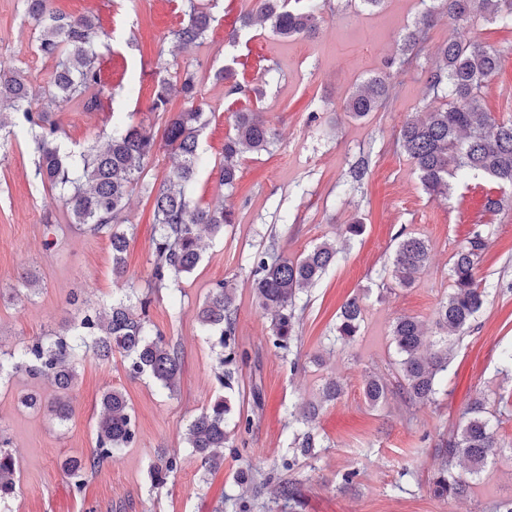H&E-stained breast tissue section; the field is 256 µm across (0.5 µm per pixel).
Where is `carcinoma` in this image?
<instances>
[{
  "label": "carcinoma",
  "instance_id": "obj_1",
  "mask_svg": "<svg viewBox=\"0 0 512 512\" xmlns=\"http://www.w3.org/2000/svg\"><path fill=\"white\" fill-rule=\"evenodd\" d=\"M27 16L39 28L36 53L52 62L53 70L41 103L32 100L25 73L0 67V150L13 146L18 132L32 134L33 153L43 183L59 190L66 218L93 234L108 236L112 250V276L126 277V233L119 225L126 222L124 209L144 165L154 154L156 142L140 124H120L102 149L71 150L62 147L61 123L49 113L77 101L87 112L105 111V82L98 49L108 32L93 14L67 17L53 11L49 0H24ZM441 10L430 8L414 29L403 39V54L419 50L435 15L441 13L457 26L456 35L439 49V64L428 78V89L444 94L447 101L424 116L408 119L400 128L398 141L413 160L423 189L433 195L448 197L450 180H460L472 173H482L501 185L512 187V120L498 122L480 104L485 83L500 69L497 50L474 42L461 24L473 17L512 25V0H439ZM185 19L173 32L182 47L202 42L214 17L199 0H183ZM315 0H258L256 18L269 22L278 35L289 38L312 35L317 29ZM158 81L152 102L154 112L166 111L170 96H181L186 107L169 119L166 142L176 162L154 195L155 260L148 287L168 288L196 269L201 261V232L219 235L224 225L234 223V212L222 205H194L188 189L196 179L201 164L199 136L207 125L200 102L196 73L167 72ZM387 78L373 75L351 92L346 112L354 119H364L376 111L390 94ZM277 132L260 112L234 113L232 133L224 140L221 180L234 185L239 159L249 152L260 154L269 149ZM486 248L484 236L476 232L451 257V292L439 303L435 326L440 331L437 343L427 354H420L423 326L413 317H400L392 326L393 341L400 355L398 392L411 405L436 402L439 377L448 372V345L475 327L486 304L487 289L477 277V260ZM427 242L416 236L400 235L394 258V271L400 285L411 286L424 271L429 259ZM336 245L324 241L295 259L275 246L250 258V277L260 306L271 316V340L275 348L288 351L296 339L297 300L336 263ZM150 294L138 295L130 289L125 297L100 310H86L65 333H51L35 338L15 352L0 353V381L17 375L47 379L55 387L48 398L33 390L21 398L32 409L45 408L60 425L75 415L72 394L79 372L77 357L90 352L100 361H108L120 352L129 362L130 374H147L162 388L173 393L181 374V349L178 343L154 330L148 318ZM237 310L235 287L227 281L216 283L198 311L205 332L217 337L221 348L214 376L221 388H234L233 366L244 361L247 353L239 351L236 339ZM363 321L357 298L341 307L333 343H345L357 336ZM389 387L384 378L370 374L364 380L367 400L378 405L387 398ZM230 400L216 397L189 424L185 433L192 449L208 474L224 464V450L236 454L230 442L236 432H249L252 418L241 407L230 418ZM319 406L302 404L289 412L291 420L311 425ZM138 439L135 418L125 394L112 388L100 398L96 422L95 448L85 457H70L63 463L71 492L83 494L87 478ZM503 449L497 429L486 417L484 401L474 398L448 439L433 448L434 469L429 479V493L436 499L466 497L471 482L457 468L468 465L469 474L479 475L489 458ZM317 455V439L312 430L295 435L288 446L282 467L292 471L299 463ZM181 468L180 457L164 452L149 466L152 487L158 489ZM234 481L246 493L227 498L228 512H251L263 498L268 481L258 478L250 468L239 471ZM19 488L18 466L10 436L0 429V512H12L11 503ZM293 509L301 504V490L295 479L282 481L275 492L274 504Z\"/></svg>",
  "mask_w": 512,
  "mask_h": 512
}]
</instances>
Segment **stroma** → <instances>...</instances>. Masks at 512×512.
<instances>
[{
    "mask_svg": "<svg viewBox=\"0 0 512 512\" xmlns=\"http://www.w3.org/2000/svg\"><path fill=\"white\" fill-rule=\"evenodd\" d=\"M214 2L215 22L207 38L181 48L172 39L184 20L179 0H54L60 14L99 15L110 33V50L101 59L110 109L87 112L69 104L58 115L64 145H104L118 120L142 124L155 138L157 150L128 204L127 275L137 293L151 295L153 328L179 343L182 374L172 393L150 376L131 377L122 354L104 362L86 358L79 365L76 413L64 426L47 411L19 402L33 389L51 394L50 384L19 375L0 385V429L12 438L20 468L14 512H218L223 498L241 492L233 479L238 468L249 465L279 480L292 437L288 412L309 401L322 404L314 431L325 447L298 470L302 497L296 512H491L497 502L512 498L511 451L495 456L473 479L467 498L435 499L428 481L432 448L455 429L474 395H482L500 440L512 443V372L500 359L512 346V190L479 175L455 186L448 198L431 197L397 140L409 116L443 103L425 82L453 25L437 20L418 56L409 60L401 52V38L426 9L425 0H384L378 8L360 0H317L316 37L288 39L267 24L243 27L257 0ZM468 29L474 41L496 49L501 59L498 73L481 90L482 106L495 120L512 119V27L478 17ZM37 35L23 0H0V63L24 70L35 94L52 71L51 62L33 51ZM161 63L172 72L193 71L200 80L208 123L200 137L203 163L191 199L235 213L223 234L204 236L202 260L181 280L177 294L147 290L155 236L151 190L173 165L167 122L185 107L184 99L174 96L166 111H151ZM225 66L233 69V81L216 79ZM374 74L388 78L393 95L366 120H353L346 98ZM241 109L264 112L279 136L270 151L243 155L235 185L228 189L220 183L219 166L232 114ZM362 159L367 174L356 182L350 170ZM490 196L500 199L499 209L487 208ZM356 221L363 233L345 237L346 225ZM476 231L487 241L478 273L491 294L474 329L454 341L436 403L411 405L392 392L371 406L363 393L367 373L396 383L393 322L417 317L427 341L436 339L433 319L451 286L449 260ZM402 233L424 238L430 248L426 270L409 287L392 276ZM324 241L335 243L336 263L298 299L291 351L275 349L248 258L272 243L295 258ZM29 274L42 284L32 297L23 282ZM223 280L236 287V335L248 355L239 366L233 403L251 404L256 390L262 407L253 416L241 457L225 455L223 467L205 483L185 432L220 392L213 376L215 339L204 332L197 312L209 288ZM74 293L80 304H70ZM119 295L108 238L65 223L56 193L36 170L30 136H19L9 151L0 152V352L19 350L50 331L66 332L84 308ZM353 296L363 308L359 334L330 346L340 308ZM330 377L340 380L342 394L325 403L321 389ZM112 387L127 396L138 441L104 465L83 495H73L62 463L91 452L99 400ZM161 450L177 453L182 466L153 493L148 465ZM350 470L357 471L356 482L342 487Z\"/></svg>",
    "mask_w": 512,
    "mask_h": 512,
    "instance_id": "1",
    "label": "stroma"
}]
</instances>
